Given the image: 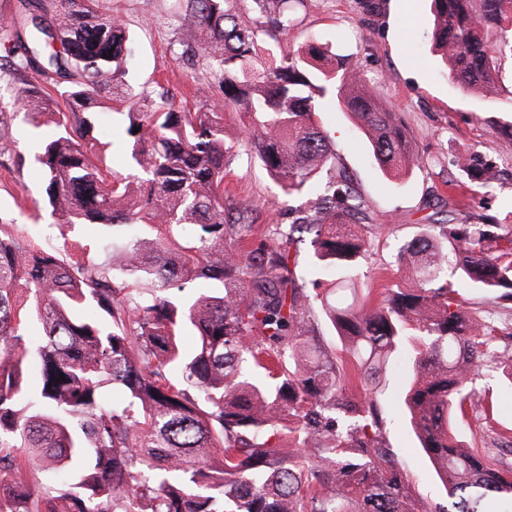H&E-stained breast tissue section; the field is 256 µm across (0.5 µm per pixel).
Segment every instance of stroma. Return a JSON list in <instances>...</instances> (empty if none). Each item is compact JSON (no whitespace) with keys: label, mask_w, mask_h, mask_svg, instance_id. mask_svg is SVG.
<instances>
[{"label":"stroma","mask_w":512,"mask_h":512,"mask_svg":"<svg viewBox=\"0 0 512 512\" xmlns=\"http://www.w3.org/2000/svg\"><path fill=\"white\" fill-rule=\"evenodd\" d=\"M172 5L173 0H112L113 14L122 17L131 35L130 79L144 97H167L191 112L221 103L223 93L211 71L188 61L190 25ZM296 16L294 27L280 36L281 52L315 42L349 56L377 98L398 112L421 155L419 167L402 186H395L375 168L369 144L353 117L334 103L321 112L323 124L336 136L341 163L369 207L371 221L362 232L370 248L356 285L370 289L372 301L377 302L384 288L405 280L406 270L396 261L399 248L418 235L429 218H443L453 209L458 220L474 224L485 210L503 215L512 211V152H503L496 133L498 126L512 122V106L506 100L488 102L464 90L431 54L428 0H383L375 13L365 12L360 0H303ZM19 94L18 82L0 79V103L15 110L13 121L0 130V137L13 143L11 151L0 155V218L34 225L41 244L65 241L89 255L111 258L112 232L107 227L76 224L58 230L39 225L35 203L42 186L31 156L41 131L21 110ZM98 136L107 144V165L115 171L126 170L120 115L109 109L101 112ZM467 152L493 159L497 179L490 187L474 189L460 208L449 187L460 178L456 157ZM224 188L253 201L260 225L284 221L280 187L246 152H238L231 161ZM411 377L409 366L401 361L379 380L377 394L386 418L383 438L412 483L417 512H431L444 501L445 490L403 419L402 394ZM509 433L512 392L491 390L485 381H476L461 420L463 444L494 463L512 467V453L502 450L499 441L500 435Z\"/></svg>","instance_id":"obj_1"}]
</instances>
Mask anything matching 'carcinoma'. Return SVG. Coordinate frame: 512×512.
I'll return each instance as SVG.
<instances>
[{"instance_id": "1", "label": "carcinoma", "mask_w": 512, "mask_h": 512, "mask_svg": "<svg viewBox=\"0 0 512 512\" xmlns=\"http://www.w3.org/2000/svg\"><path fill=\"white\" fill-rule=\"evenodd\" d=\"M48 2L29 16L33 46L10 72L62 78L63 109L39 86L22 90L31 123L47 115L53 125L34 155L39 210L50 226L112 228V263L0 224V512H410L376 392L348 395L315 334L322 320L362 375L401 355L410 364L407 420L448 494L436 512H512V470L456 435L468 387L497 364L512 376L499 328L475 329L458 301L467 288L512 303V224L433 220L398 257L411 263L410 286L371 307L354 278L367 202L315 119L322 100L352 113L382 174L401 180L421 156L347 59L264 44L293 26L301 0H254L256 16L237 0H175L224 108L245 118L249 150L292 201L288 223L264 228L251 203L224 195L239 142L226 139L223 108L142 102L121 18L99 0ZM431 8V47L454 81L512 103L499 80L512 59V0ZM107 99L127 106L123 173L93 135ZM456 164L462 194L495 179L494 162L475 153ZM303 246L309 288L296 282ZM201 280L220 288L198 293ZM187 325L192 351L181 345ZM108 382L122 403L105 404Z\"/></svg>"}]
</instances>
